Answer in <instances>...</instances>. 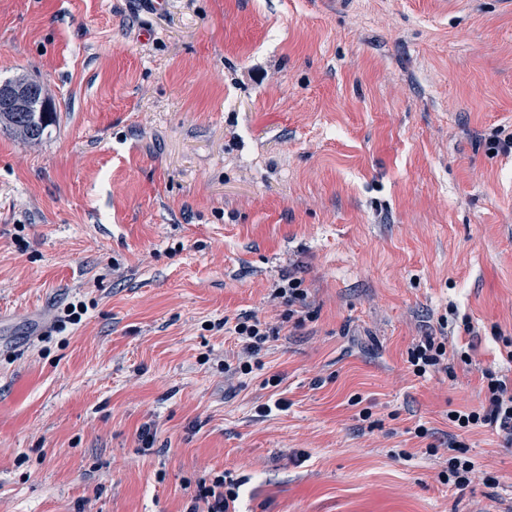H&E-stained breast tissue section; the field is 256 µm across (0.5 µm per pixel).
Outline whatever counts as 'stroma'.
I'll return each instance as SVG.
<instances>
[{
	"mask_svg": "<svg viewBox=\"0 0 512 512\" xmlns=\"http://www.w3.org/2000/svg\"><path fill=\"white\" fill-rule=\"evenodd\" d=\"M22 74L57 118L0 128V512H187L224 473L237 512H512L494 430L492 488L427 452L512 376V0H0ZM451 308L472 365L415 377ZM246 315L277 334L230 375ZM283 281H287L285 284H279L277 288L274 289L273 295L276 298H282L286 303H288V307L294 305L296 302H303L307 298L306 288H302L303 281L293 275L288 274V279H283Z\"/></svg>",
	"mask_w": 512,
	"mask_h": 512,
	"instance_id": "obj_1",
	"label": "stroma"
}]
</instances>
